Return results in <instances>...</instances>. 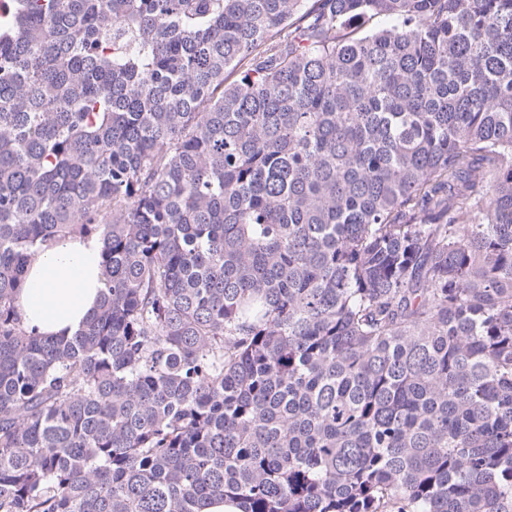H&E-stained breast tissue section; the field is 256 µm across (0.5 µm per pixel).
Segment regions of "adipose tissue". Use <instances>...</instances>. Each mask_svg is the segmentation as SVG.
Here are the masks:
<instances>
[{"label":"adipose tissue","instance_id":"ef3b65f1","mask_svg":"<svg viewBox=\"0 0 512 512\" xmlns=\"http://www.w3.org/2000/svg\"><path fill=\"white\" fill-rule=\"evenodd\" d=\"M96 237L51 242L25 268L26 286L18 305L27 329L47 336H70L96 307L104 286Z\"/></svg>","mask_w":512,"mask_h":512}]
</instances>
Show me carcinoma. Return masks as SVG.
Segmentation results:
<instances>
[{
	"instance_id": "1",
	"label": "carcinoma",
	"mask_w": 512,
	"mask_h": 512,
	"mask_svg": "<svg viewBox=\"0 0 512 512\" xmlns=\"http://www.w3.org/2000/svg\"><path fill=\"white\" fill-rule=\"evenodd\" d=\"M9 6L0 512H512V0ZM97 237L53 241L25 267L18 298L24 325L41 335L71 336L96 307L104 288Z\"/></svg>"
}]
</instances>
